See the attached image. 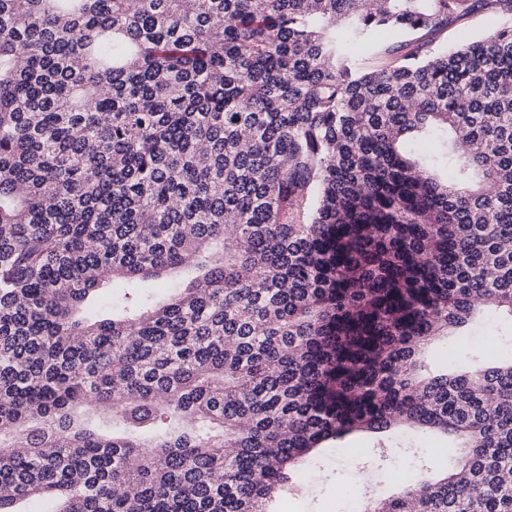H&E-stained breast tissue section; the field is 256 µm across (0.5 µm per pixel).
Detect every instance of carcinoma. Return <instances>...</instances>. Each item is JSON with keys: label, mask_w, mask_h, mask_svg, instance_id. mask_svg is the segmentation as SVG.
<instances>
[{"label": "carcinoma", "mask_w": 512, "mask_h": 512, "mask_svg": "<svg viewBox=\"0 0 512 512\" xmlns=\"http://www.w3.org/2000/svg\"><path fill=\"white\" fill-rule=\"evenodd\" d=\"M483 310L512 0H0V512H271L354 433L465 449L365 512H512V341L452 353ZM492 25V18L484 12H477L472 14L467 19L460 21L448 27L447 33L443 39L445 47H455L459 45L461 39L458 33L459 28H463L465 37H472L476 39L485 35L490 31ZM195 274V269L190 266H184L162 275L154 284V291L160 296H166L173 293L170 289L174 284L184 282Z\"/></svg>", "instance_id": "1"}]
</instances>
